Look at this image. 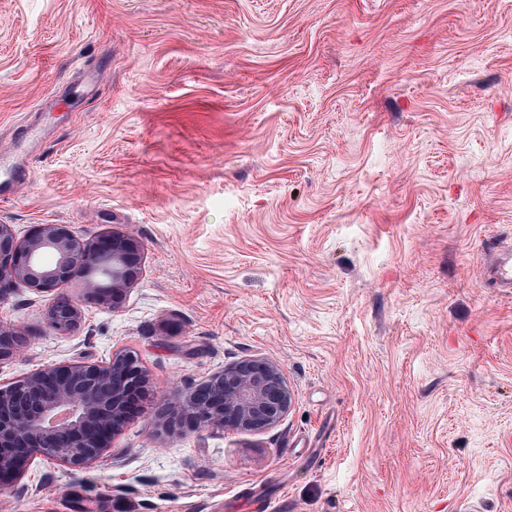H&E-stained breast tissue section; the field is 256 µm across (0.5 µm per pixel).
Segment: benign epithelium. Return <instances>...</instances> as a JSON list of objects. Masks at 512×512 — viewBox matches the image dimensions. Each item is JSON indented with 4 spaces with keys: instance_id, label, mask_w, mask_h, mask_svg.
I'll return each instance as SVG.
<instances>
[{
    "instance_id": "7a95c632",
    "label": "benign epithelium",
    "mask_w": 512,
    "mask_h": 512,
    "mask_svg": "<svg viewBox=\"0 0 512 512\" xmlns=\"http://www.w3.org/2000/svg\"><path fill=\"white\" fill-rule=\"evenodd\" d=\"M142 262L129 234L106 233L92 242L65 224H36L18 237L0 224V294L22 285L48 294L47 325L59 335L80 327V304L61 287L82 280L86 293L114 308ZM24 329L0 326V364L19 355ZM147 375L136 356L119 351L105 364H50L0 386V488L21 480L33 454L76 469L112 453V441L140 413L132 396L145 391ZM292 394L275 362L246 358L200 385L176 392L158 424L166 429L257 432L288 414Z\"/></svg>"
}]
</instances>
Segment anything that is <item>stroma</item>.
Listing matches in <instances>:
<instances>
[{
  "label": "stroma",
  "mask_w": 512,
  "mask_h": 512,
  "mask_svg": "<svg viewBox=\"0 0 512 512\" xmlns=\"http://www.w3.org/2000/svg\"><path fill=\"white\" fill-rule=\"evenodd\" d=\"M39 116L0 203L26 234L133 235L117 309L51 332L0 384L132 352L144 410L109 458L35 455L0 512H512V0H0V150ZM245 358L292 407L260 432H168L176 390ZM486 279L494 288L512 289V252L501 255L486 268Z\"/></svg>",
  "instance_id": "stroma-1"
}]
</instances>
